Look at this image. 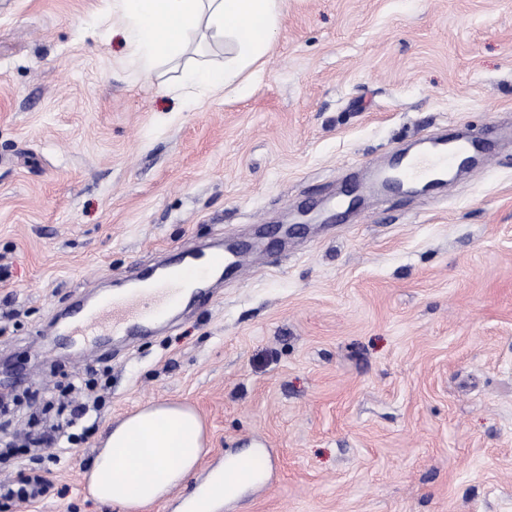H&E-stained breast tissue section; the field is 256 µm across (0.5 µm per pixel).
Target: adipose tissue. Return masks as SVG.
<instances>
[{
  "instance_id": "obj_1",
  "label": "adipose tissue",
  "mask_w": 512,
  "mask_h": 512,
  "mask_svg": "<svg viewBox=\"0 0 512 512\" xmlns=\"http://www.w3.org/2000/svg\"><path fill=\"white\" fill-rule=\"evenodd\" d=\"M285 0H106V13L124 36L126 61L142 79L181 62L175 88L184 103L218 93L232 97L252 83L284 16ZM223 46L219 64L183 63L195 45ZM203 424L191 409L163 403L112 423L88 475L100 502L142 512L196 469Z\"/></svg>"
}]
</instances>
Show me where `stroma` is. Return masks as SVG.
I'll return each instance as SVG.
<instances>
[{"mask_svg": "<svg viewBox=\"0 0 512 512\" xmlns=\"http://www.w3.org/2000/svg\"><path fill=\"white\" fill-rule=\"evenodd\" d=\"M104 0H0V378L8 439L33 412L106 404L55 489L10 512H124L89 497L105 429L184 403L202 419L183 498L231 455L269 448L263 493L220 512H512V143L427 194L334 223L277 224L333 201L365 163L442 128L512 122V0H288L260 76L191 106L126 67ZM261 261L153 336L74 359L57 314L179 250L246 242Z\"/></svg>", "mask_w": 512, "mask_h": 512, "instance_id": "1", "label": "stroma"}]
</instances>
